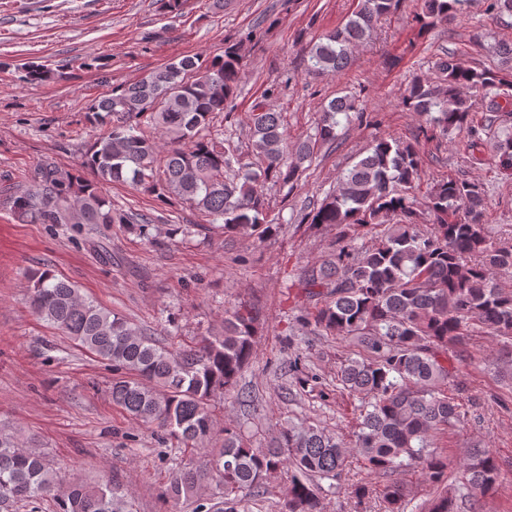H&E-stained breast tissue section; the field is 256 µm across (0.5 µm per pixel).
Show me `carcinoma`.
<instances>
[{
    "mask_svg": "<svg viewBox=\"0 0 512 512\" xmlns=\"http://www.w3.org/2000/svg\"><path fill=\"white\" fill-rule=\"evenodd\" d=\"M399 0H359L346 24L302 48L313 76L345 69L351 47L370 37ZM466 0H422L420 28L452 20ZM242 45L228 44L213 57L186 56L157 67L133 84L117 86L85 108L91 124L109 122L94 139L81 169L57 177L39 168L22 191L0 188L23 224H128L112 208L100 184L126 182L168 204H188L226 232L269 236L275 222L260 190L265 183L294 188L312 158L309 141L288 144L282 113L253 109L246 159L228 139L213 136L219 114L245 74ZM440 80L418 78L401 92L404 108L424 118L414 139L467 138L470 161L491 152L508 178L512 171V124L502 119L512 107V84L490 69L469 68L453 56L438 63ZM70 73L30 62L20 68L29 85L67 81ZM157 108L148 114L146 104ZM486 120L474 124L477 109ZM364 117L362 102L340 96L320 112L316 140L333 145L338 129ZM157 137L144 134L142 127ZM422 161L416 144L379 138L366 156L341 170L336 189L305 214L311 224L339 229L328 255L308 268L302 288L316 299L313 331L349 339L365 355L345 356L337 371L342 388L361 395L353 440L323 428L288 424L269 448L252 445L234 424L224 426L221 448L208 458L179 462L168 493L191 497L205 484L224 495V512H248L249 497L268 478L288 471L279 512H328L316 477L340 481L352 464L389 478L382 490L384 512H405L413 494L405 479L417 471L435 487L426 512H480L484 498L504 479L502 464L487 448L475 446L457 462L432 449L431 437L464 421L454 387L478 331L512 340V289L497 275L512 273V243L485 227V190L465 178L434 183L423 200ZM384 227L377 245L357 244V227ZM29 305L50 328L112 366L117 378L109 394L139 426L156 428L190 454L215 434L221 398L236 386L254 359L259 311L240 302L225 310L224 335L201 336L189 346L160 342L125 318L96 304L79 288L48 269L27 274ZM51 499L57 512H130L119 481L88 483L68 478L35 445L18 442L15 430L0 424V512H17L22 501Z\"/></svg>",
    "mask_w": 512,
    "mask_h": 512,
    "instance_id": "cac0c4a2",
    "label": "carcinoma"
}]
</instances>
